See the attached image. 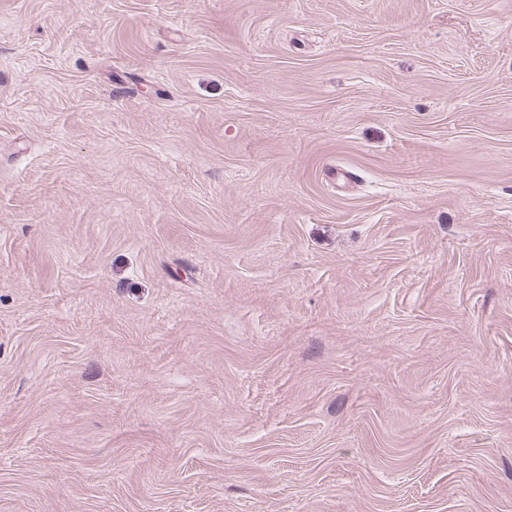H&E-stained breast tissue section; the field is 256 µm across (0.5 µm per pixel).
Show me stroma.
Wrapping results in <instances>:
<instances>
[{
	"label": "stroma",
	"mask_w": 512,
	"mask_h": 512,
	"mask_svg": "<svg viewBox=\"0 0 512 512\" xmlns=\"http://www.w3.org/2000/svg\"><path fill=\"white\" fill-rule=\"evenodd\" d=\"M0 512H512V0H0Z\"/></svg>",
	"instance_id": "35a3bbf8"
}]
</instances>
